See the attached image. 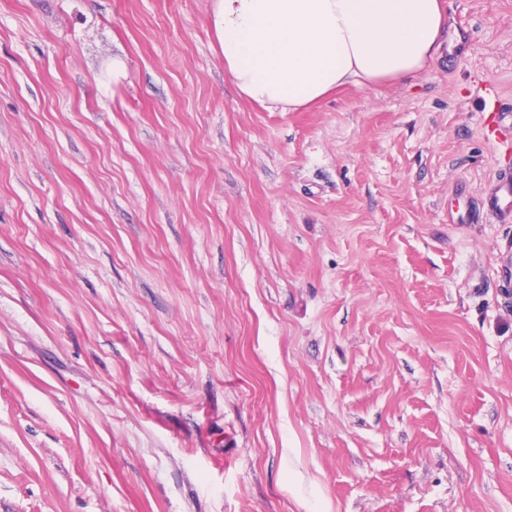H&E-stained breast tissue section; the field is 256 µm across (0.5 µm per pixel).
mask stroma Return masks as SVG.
Returning <instances> with one entry per match:
<instances>
[{"label": "stroma", "instance_id": "obj_1", "mask_svg": "<svg viewBox=\"0 0 512 512\" xmlns=\"http://www.w3.org/2000/svg\"><path fill=\"white\" fill-rule=\"evenodd\" d=\"M270 111L212 0H0V512H512V0ZM458 196L464 206L448 212L449 223L474 224L484 220L506 224L512 221V177L507 174H499L483 186L477 196L475 210L471 206L472 198L464 195V191Z\"/></svg>", "mask_w": 512, "mask_h": 512}]
</instances>
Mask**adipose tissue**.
Returning <instances> with one entry per match:
<instances>
[{
	"label": "adipose tissue",
	"mask_w": 512,
	"mask_h": 512,
	"mask_svg": "<svg viewBox=\"0 0 512 512\" xmlns=\"http://www.w3.org/2000/svg\"><path fill=\"white\" fill-rule=\"evenodd\" d=\"M443 0H213L224 71L267 109L405 80L443 48Z\"/></svg>",
	"instance_id": "obj_1"
}]
</instances>
